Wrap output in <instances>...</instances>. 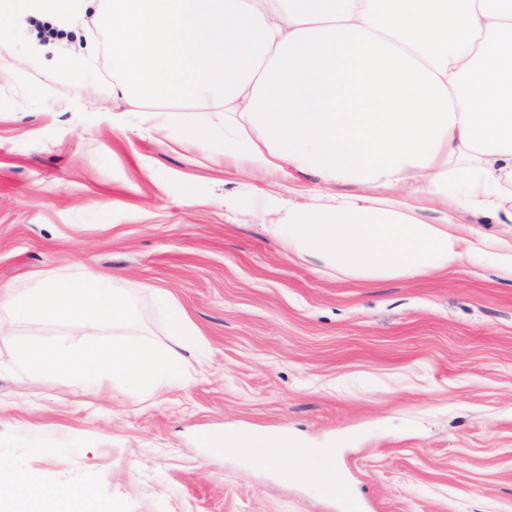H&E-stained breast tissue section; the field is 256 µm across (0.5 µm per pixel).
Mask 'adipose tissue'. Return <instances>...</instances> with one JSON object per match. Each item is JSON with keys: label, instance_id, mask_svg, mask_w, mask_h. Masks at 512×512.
Returning <instances> with one entry per match:
<instances>
[{"label": "adipose tissue", "instance_id": "1", "mask_svg": "<svg viewBox=\"0 0 512 512\" xmlns=\"http://www.w3.org/2000/svg\"><path fill=\"white\" fill-rule=\"evenodd\" d=\"M81 0H0V49L25 42L23 62L44 47L28 16L74 20ZM112 92L151 103L210 99L224 125L170 122L186 140L223 134L224 157L255 172L311 173L358 186L322 211L289 202L265 227L292 254L360 279L414 277L478 253L460 213L512 224V0H102ZM439 218L428 223L423 211ZM172 345H26L32 377L53 373L110 385L141 399L184 379L196 326L154 289ZM57 321L79 333L129 330L139 307L122 277L82 267L23 295L0 290V317ZM224 446L264 465L287 460L263 434L230 433ZM9 512H94L87 487L47 485L0 471Z\"/></svg>", "mask_w": 512, "mask_h": 512}]
</instances>
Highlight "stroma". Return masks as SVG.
I'll list each match as a JSON object with an SVG mask.
<instances>
[{
    "instance_id": "stroma-1",
    "label": "stroma",
    "mask_w": 512,
    "mask_h": 512,
    "mask_svg": "<svg viewBox=\"0 0 512 512\" xmlns=\"http://www.w3.org/2000/svg\"><path fill=\"white\" fill-rule=\"evenodd\" d=\"M83 7L74 28L28 18L52 33L40 62L0 51V286L90 264L125 279L139 339L172 342L157 286L200 343L158 397L58 403L63 385L30 380L17 344L108 343L111 325L0 320V465L89 486L100 512H345L349 494L365 512H512V282L484 257L363 280L288 254L261 226L287 180L225 162L223 140L155 134L113 98L107 34ZM70 47L95 53L83 80L58 62ZM267 430L333 454L347 491L206 442Z\"/></svg>"
}]
</instances>
